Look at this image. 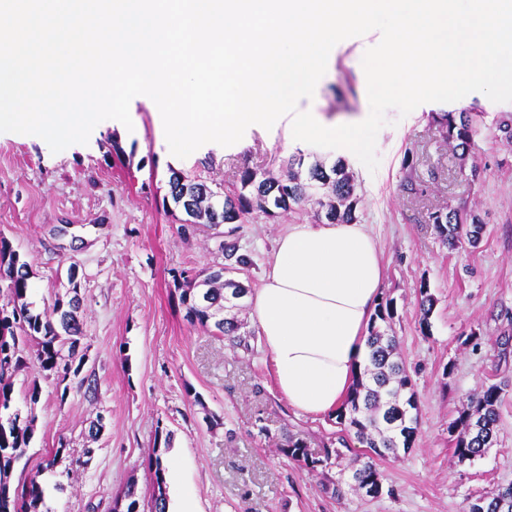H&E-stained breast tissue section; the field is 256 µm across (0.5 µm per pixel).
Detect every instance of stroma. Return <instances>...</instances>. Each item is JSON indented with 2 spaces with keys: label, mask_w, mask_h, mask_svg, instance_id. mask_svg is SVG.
<instances>
[{
  "label": "stroma",
  "mask_w": 512,
  "mask_h": 512,
  "mask_svg": "<svg viewBox=\"0 0 512 512\" xmlns=\"http://www.w3.org/2000/svg\"><path fill=\"white\" fill-rule=\"evenodd\" d=\"M372 31L345 39L330 52L327 71L298 110L344 121L367 116L361 46ZM482 112L475 148L460 155L430 120L431 113ZM512 102L473 92L443 104L418 106L407 116L389 110L376 140L380 164L369 172L354 154L305 147L307 163L345 159L355 176L356 215L370 225L384 251L381 299H393L398 355L418 398L412 448L393 459L371 457L349 440L342 464L374 461L389 496L370 499L352 490L335 494L320 473L284 456L287 435L311 451L337 441L335 416L291 408L278 393L247 303L226 309L250 337V350L190 325L177 301L174 276L224 264L221 242L233 241L251 264L231 277L256 288L275 239L291 224L314 223V205L269 220L246 215L235 225L201 228L183 237L163 207L170 169L226 192L242 168L277 170L292 155L284 124L247 129L234 145L201 146L187 158L169 154L159 111L148 97L130 103L132 130L105 120L84 144L52 153L40 137L0 133V238L33 262L30 299L37 308L68 288L76 265L83 305V369L66 383L29 365L14 378V402L35 416L34 438L15 465L13 480L38 476L48 512H107L128 484L151 491L145 460L160 451L169 463L172 512L194 500L200 512H466L469 498L493 496L512 482V136L499 129ZM122 155H115V148ZM454 210L484 226L478 247L452 249L432 215ZM435 299L429 329L421 327L419 286ZM39 383L41 397L26 393ZM502 389L497 440L474 463L458 465L448 435L469 395ZM106 426L91 436L90 425ZM169 438L154 446L156 435ZM53 470L42 465L55 448ZM88 464L77 465L84 450Z\"/></svg>",
  "instance_id": "35a3bbf8"
}]
</instances>
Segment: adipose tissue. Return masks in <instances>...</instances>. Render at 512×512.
Segmentation results:
<instances>
[{"mask_svg":"<svg viewBox=\"0 0 512 512\" xmlns=\"http://www.w3.org/2000/svg\"><path fill=\"white\" fill-rule=\"evenodd\" d=\"M383 277L368 225L292 224L247 297L274 384L295 410L331 414L368 359L367 328Z\"/></svg>","mask_w":512,"mask_h":512,"instance_id":"1","label":"adipose tissue"}]
</instances>
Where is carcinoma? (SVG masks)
Instances as JSON below:
<instances>
[{
    "label": "carcinoma",
    "mask_w": 512,
    "mask_h": 512,
    "mask_svg": "<svg viewBox=\"0 0 512 512\" xmlns=\"http://www.w3.org/2000/svg\"><path fill=\"white\" fill-rule=\"evenodd\" d=\"M477 112H435L431 119L438 124L453 148L468 153L475 147L478 127ZM303 155L288 159V175L284 178L270 171L259 172L245 168L241 171L239 187L225 195L222 204L213 202L216 193L182 171L170 170L169 194L175 207L184 210L190 220L180 225L184 235L194 234L203 224H236L254 211L275 219L282 212L307 201L319 209L317 218L348 223L356 220L358 198L354 190V176L346 163L338 159L331 165L317 162L301 178L295 168L302 167ZM434 223L443 241L454 249L467 240L475 247L480 243L483 224L473 219L472 224H459L457 213L440 211ZM229 267L210 273L198 288L189 277L179 274L182 283L178 301L186 310V320L203 329L215 328L227 337L233 347L242 345L237 335L239 324L224 317L225 304L246 296L248 287L239 281L224 278V272L236 266L250 265L247 256L238 253L233 243L221 246ZM75 265L68 269L71 296L54 299L52 313L38 311L28 301L32 274L31 263L16 251L11 243L0 238V283H5L8 302L0 306V512H43L45 488L38 476L33 475L20 485H13L11 474L29 448L34 436L35 417L22 415L14 405L12 376L28 364L24 345L32 347L40 371L55 376L59 381L78 374L72 354L77 351L81 328L76 312L81 298ZM421 326L429 327V316L434 298L426 285H420ZM396 305L389 299L379 303L368 327V346L371 350L370 366L358 377L343 408L336 415L344 427L362 446L378 457H398L399 450H408L414 442L418 417L411 411L418 409L414 384L403 362L398 358L397 339L391 334L390 323L395 317ZM500 387L490 385L480 393L470 396L458 416L448 425V434L455 437L454 458L465 465L484 455L493 446L496 437L497 403ZM160 442L154 443L147 467L154 472L152 496L147 500V512H167L166 478L162 456L158 453ZM283 455L303 463L315 471L332 466V458H340L337 449L324 448L319 456L313 455L302 439L288 438L280 448ZM362 491L371 498H380L385 489L382 478L373 462L368 461L345 477V469L337 472L336 491L342 485ZM126 504L108 507V512H140V499L135 487L124 492ZM512 512V484L501 488L490 498L478 497L469 501L468 512Z\"/></svg>",
    "instance_id": "carcinoma-1"
}]
</instances>
